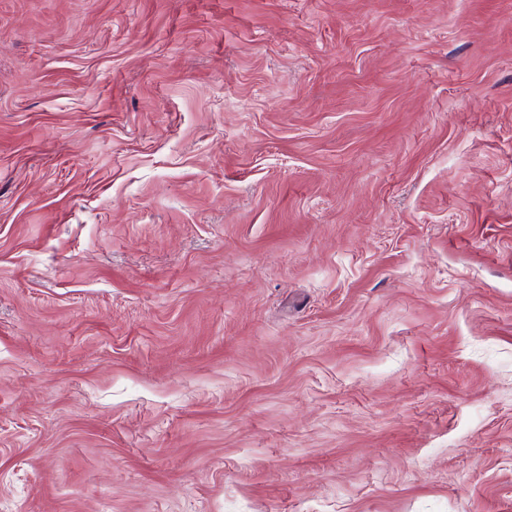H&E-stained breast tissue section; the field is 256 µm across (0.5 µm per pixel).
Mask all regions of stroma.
<instances>
[{
	"label": "stroma",
	"mask_w": 512,
	"mask_h": 512,
	"mask_svg": "<svg viewBox=\"0 0 512 512\" xmlns=\"http://www.w3.org/2000/svg\"><path fill=\"white\" fill-rule=\"evenodd\" d=\"M0 512H512V0H0Z\"/></svg>",
	"instance_id": "obj_1"
}]
</instances>
